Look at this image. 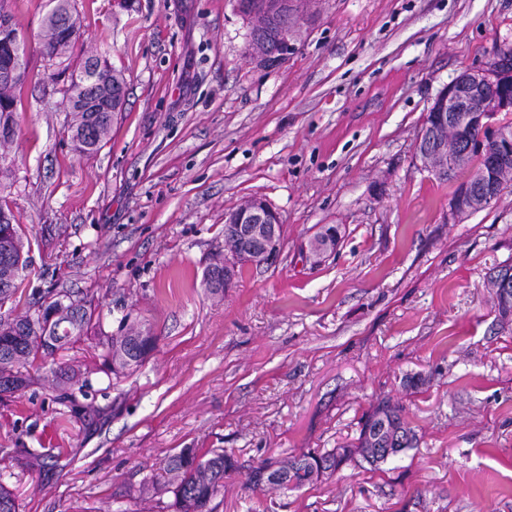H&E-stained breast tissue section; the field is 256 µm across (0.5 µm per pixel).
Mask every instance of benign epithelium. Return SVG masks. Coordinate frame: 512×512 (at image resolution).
<instances>
[{
	"mask_svg": "<svg viewBox=\"0 0 512 512\" xmlns=\"http://www.w3.org/2000/svg\"><path fill=\"white\" fill-rule=\"evenodd\" d=\"M47 69L60 74L65 85L81 94L84 109L88 112H115L119 109L112 101L109 69L99 65L90 74H73L63 71V65L54 56L47 61ZM25 62L15 57L0 70V78L12 86L20 85L25 78ZM512 111V45L497 50L494 61L486 69L467 70L456 77L439 94L432 112L442 121H452L466 152L455 155L456 164L468 165V154L474 153L484 161L482 168H470L463 177L454 179L455 188L449 199L452 218L471 215L484 204L498 196L505 182H512V129L500 125L495 117ZM432 126L422 130L416 155L424 168L435 176L452 174L448 165L435 155V148L428 144L432 139ZM495 144L494 153L485 149V142ZM225 223L234 227L243 239L261 245L262 257L271 258L281 244L278 214L264 201L247 200L233 209Z\"/></svg>",
	"mask_w": 512,
	"mask_h": 512,
	"instance_id": "7a95c632",
	"label": "benign epithelium"
}]
</instances>
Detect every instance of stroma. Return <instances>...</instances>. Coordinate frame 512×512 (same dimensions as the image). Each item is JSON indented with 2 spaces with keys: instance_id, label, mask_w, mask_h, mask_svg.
<instances>
[{
  "instance_id": "1",
  "label": "stroma",
  "mask_w": 512,
  "mask_h": 512,
  "mask_svg": "<svg viewBox=\"0 0 512 512\" xmlns=\"http://www.w3.org/2000/svg\"><path fill=\"white\" fill-rule=\"evenodd\" d=\"M299 2L294 53L264 67L238 0H76L73 63L105 58L127 81L87 156L41 84L48 2L10 0L28 79L0 152L26 298L95 308L66 353L89 379L73 402L41 370L0 398V484L19 512H173L172 494L142 491L169 454L256 465L334 448L384 397L418 447L285 493L238 471L217 512H512V315L487 281L512 264V190L451 220L452 183L416 157L439 92L512 44V0ZM253 197L279 213L281 250L211 294L226 214ZM325 225L340 239L317 261ZM123 324L157 347L118 378L95 342Z\"/></svg>"
}]
</instances>
